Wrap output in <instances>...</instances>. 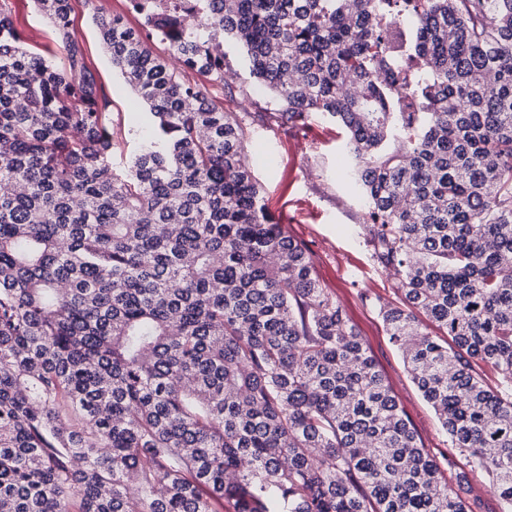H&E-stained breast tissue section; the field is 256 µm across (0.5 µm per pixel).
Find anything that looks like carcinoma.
<instances>
[{
    "instance_id": "obj_1",
    "label": "carcinoma",
    "mask_w": 512,
    "mask_h": 512,
    "mask_svg": "<svg viewBox=\"0 0 512 512\" xmlns=\"http://www.w3.org/2000/svg\"><path fill=\"white\" fill-rule=\"evenodd\" d=\"M17 2L0 0V512H482L252 177L248 120L313 112L344 133L396 288L379 315L448 468L512 512V0H129L140 28L95 17L153 121L122 168L71 0H33L60 66L23 45ZM224 34L276 107L237 112ZM448 482L456 486L459 493L467 499L474 495L481 496L484 500L485 510L487 512H503L504 506L500 503L497 496L490 490L488 486H484V484L480 482L456 484L455 478L453 476L449 477V475Z\"/></svg>"
}]
</instances>
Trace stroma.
<instances>
[{
    "label": "stroma",
    "instance_id": "stroma-1",
    "mask_svg": "<svg viewBox=\"0 0 512 512\" xmlns=\"http://www.w3.org/2000/svg\"><path fill=\"white\" fill-rule=\"evenodd\" d=\"M72 7V30L111 101L114 122L125 129H147L151 122L148 107L113 67L93 22L98 12L121 17L136 28L140 16L130 9L128 0H72ZM13 20L27 47L36 49L48 42L50 23L33 0H21ZM223 49L224 69L233 86L248 94L246 111L268 107L270 97L251 74L245 48L228 38ZM249 141L250 169L269 208L289 236L303 241L312 252L320 281L347 307L424 446L436 456H446L450 440L411 382L402 355L374 307L375 302L392 298L394 285L372 258L365 202L340 175L344 159L341 134L328 119L314 113L299 128L252 125Z\"/></svg>",
    "mask_w": 512,
    "mask_h": 512
}]
</instances>
